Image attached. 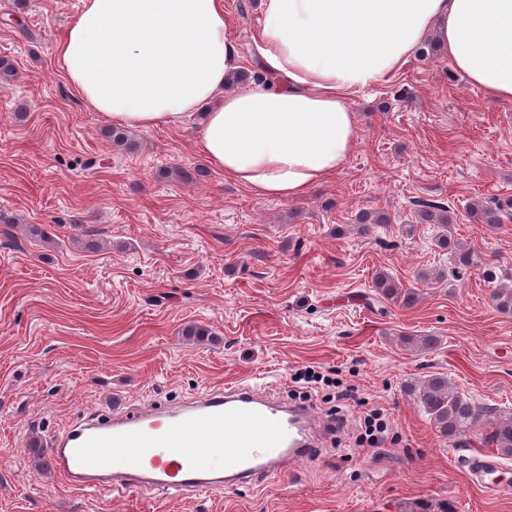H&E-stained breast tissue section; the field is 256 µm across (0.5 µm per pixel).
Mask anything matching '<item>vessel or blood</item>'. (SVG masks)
Listing matches in <instances>:
<instances>
[{
    "label": "vessel or blood",
    "instance_id": "obj_1",
    "mask_svg": "<svg viewBox=\"0 0 512 512\" xmlns=\"http://www.w3.org/2000/svg\"><path fill=\"white\" fill-rule=\"evenodd\" d=\"M310 407L283 406L238 384L208 391L176 409L156 405L116 415L93 414L49 444L51 463L70 485L121 493L133 488L184 494L251 483L314 455ZM171 457L146 462L149 449ZM225 449L224 469L211 462ZM468 479L487 492L512 491L505 466L488 451L461 458Z\"/></svg>",
    "mask_w": 512,
    "mask_h": 512
}]
</instances>
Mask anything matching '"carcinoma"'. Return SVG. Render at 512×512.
<instances>
[{"instance_id": "cac0c4a2", "label": "carcinoma", "mask_w": 512, "mask_h": 512, "mask_svg": "<svg viewBox=\"0 0 512 512\" xmlns=\"http://www.w3.org/2000/svg\"><path fill=\"white\" fill-rule=\"evenodd\" d=\"M470 219L475 224L501 223V208L491 203H474L469 207ZM419 220L425 224H435L439 228L437 246L449 249L456 246L452 241V217L448 208L432 203L421 204ZM357 229L364 234L374 224L387 223V217L381 213L362 211L356 216ZM379 295L412 308L419 302L420 294L415 288H403L387 273L380 272L374 281ZM493 302L496 308L512 314V288L502 287L494 290ZM416 402L428 416L430 423L444 438L456 442L468 437L477 428L484 430V441L495 446L498 453L512 456V417L503 416L497 408L478 404L461 393L441 374L431 375L410 387Z\"/></svg>"}]
</instances>
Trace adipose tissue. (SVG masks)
<instances>
[{
    "label": "adipose tissue",
    "mask_w": 512,
    "mask_h": 512,
    "mask_svg": "<svg viewBox=\"0 0 512 512\" xmlns=\"http://www.w3.org/2000/svg\"><path fill=\"white\" fill-rule=\"evenodd\" d=\"M264 80L233 91L224 0H82L57 55L86 106L116 127L198 119L200 153L237 184L288 200L354 150L352 93L425 43L491 101L512 100V0H259Z\"/></svg>",
    "instance_id": "adipose-tissue-1"
}]
</instances>
